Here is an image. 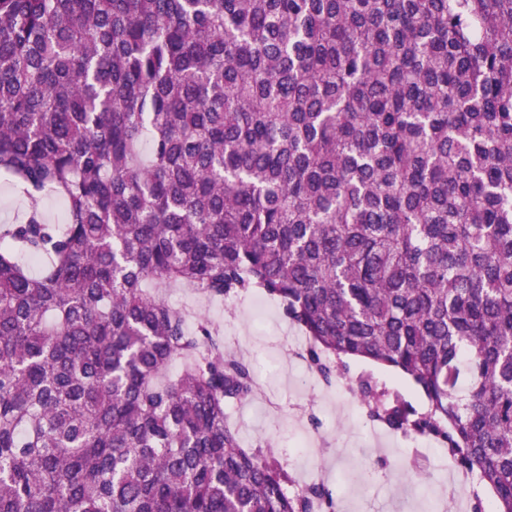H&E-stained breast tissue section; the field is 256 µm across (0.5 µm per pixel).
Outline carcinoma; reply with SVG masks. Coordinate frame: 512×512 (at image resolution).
<instances>
[{
  "instance_id": "1",
  "label": "carcinoma",
  "mask_w": 512,
  "mask_h": 512,
  "mask_svg": "<svg viewBox=\"0 0 512 512\" xmlns=\"http://www.w3.org/2000/svg\"><path fill=\"white\" fill-rule=\"evenodd\" d=\"M1 176L0 512H335L172 287L264 292L327 385L408 376L369 417L512 512V0H0ZM27 206L18 199L8 184L0 182V225L14 222Z\"/></svg>"
}]
</instances>
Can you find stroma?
<instances>
[{
  "label": "stroma",
  "instance_id": "35a3bbf8",
  "mask_svg": "<svg viewBox=\"0 0 512 512\" xmlns=\"http://www.w3.org/2000/svg\"><path fill=\"white\" fill-rule=\"evenodd\" d=\"M168 301L206 314L227 342L246 338L240 353L253 365L261 386L251 400L229 405L230 423L244 446L269 441L299 478L307 467L299 455V430L305 426L319 434L322 451L317 463L324 482L336 490L339 512H431L440 501L453 498V486L412 480L407 467L415 459L427 472H452L455 462L443 451L418 444L414 434L370 421L346 388L348 381L371 373L398 388L414 408H425L423 392L406 377L350 359L333 386L302 388L301 366L289 364L280 347L277 329L289 324L280 304H273V324L266 328L254 325L244 299L230 312L222 301L198 300L190 291L176 288Z\"/></svg>",
  "mask_w": 512,
  "mask_h": 512
}]
</instances>
